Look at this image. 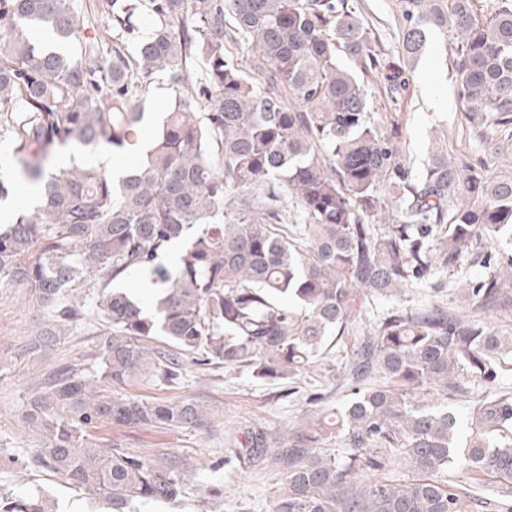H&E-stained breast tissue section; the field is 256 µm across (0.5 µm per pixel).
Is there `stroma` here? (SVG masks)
<instances>
[{"label":"stroma","mask_w":512,"mask_h":512,"mask_svg":"<svg viewBox=\"0 0 512 512\" xmlns=\"http://www.w3.org/2000/svg\"><path fill=\"white\" fill-rule=\"evenodd\" d=\"M365 27L385 48L397 40L393 0H359ZM367 97L373 112H405L403 145L415 162L426 159L431 137L436 131L448 133V152L469 161L482 157L483 141L464 115L454 82L453 60L440 39L431 40L428 49L411 73V84L400 105H393L383 84L371 81ZM429 288L406 289L398 295L369 293L365 308L344 335L327 343L323 357L309 372L295 379L292 395L281 397V389L255 381L244 370L222 368L204 370L190 367L177 387L142 377L130 382L128 393L146 399L187 396L210 407V418L198 430H144L137 427L101 430L108 438L154 463H161L162 452L180 460L186 492L176 502L149 503L139 512H272L286 485V473L277 464L260 467L246 464L225 465L235 452L238 432L257 427L284 439L310 416L312 389L326 393L330 406L344 404L350 394L346 382L347 361L373 320L389 308L413 306L427 300ZM43 314L28 291L19 285H0V493L22 496L35 488L47 490L59 500L63 512H90L81 491L44 471L25 469L13 463L14 455L32 451L37 440L24 421L26 401L57 369L70 364L93 368L100 338L98 320H90L73 335L61 337L50 346H41L37 333ZM223 484L224 498L211 500L209 489Z\"/></svg>","instance_id":"1"}]
</instances>
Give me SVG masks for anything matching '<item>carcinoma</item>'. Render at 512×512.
Returning a JSON list of instances; mask_svg holds the SVG:
<instances>
[{
  "mask_svg": "<svg viewBox=\"0 0 512 512\" xmlns=\"http://www.w3.org/2000/svg\"><path fill=\"white\" fill-rule=\"evenodd\" d=\"M476 2L396 0L394 55L369 38L357 0H0V143L14 159L0 171V208L21 182L35 195L32 211L0 223V283L27 288L43 310L40 343L90 314L104 336L97 376L63 365L31 396L25 422L42 442L11 462L108 512L173 503L185 493L179 461L159 467L93 432L196 429L210 412L124 385L143 374L174 387L190 365L283 384L352 324L364 292L426 285L432 299L388 310L363 336L344 407H324L317 390L319 412L288 442L254 428L235 444L286 471L273 512H463L456 467L498 479L512 512V393L481 398L464 438L447 404L423 400L495 382L512 354V336L480 320L512 307V253L482 254L484 241L512 240V173L489 175L498 145L469 162L444 142L415 168L401 147L405 113L377 118L365 90L375 78L399 103L409 62L439 33L452 39L470 123L512 138V0L485 15ZM100 13L120 38L149 23L136 56L93 33ZM240 46L259 81L230 57ZM199 57L206 73L192 81ZM159 73L174 104L144 146L137 102ZM99 147L128 154L130 170L76 159ZM476 262L485 272L472 279ZM449 270L466 285L467 315L443 302ZM131 277L155 286L151 306L121 287ZM335 435L351 448L343 460L323 451ZM401 460L414 479L381 478ZM0 512L49 510L34 491L0 495Z\"/></svg>",
  "mask_w": 512,
  "mask_h": 512,
  "instance_id": "cac0c4a2",
  "label": "carcinoma"
}]
</instances>
